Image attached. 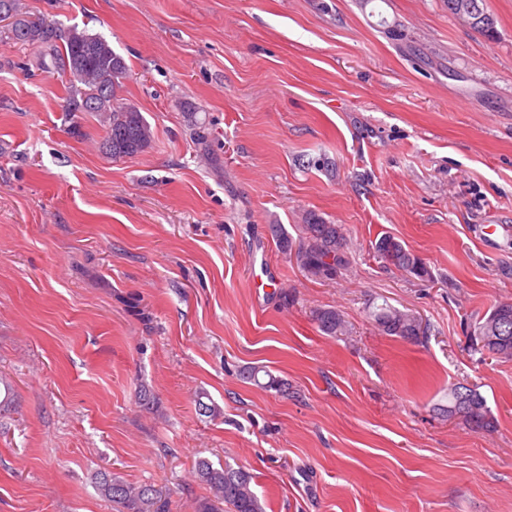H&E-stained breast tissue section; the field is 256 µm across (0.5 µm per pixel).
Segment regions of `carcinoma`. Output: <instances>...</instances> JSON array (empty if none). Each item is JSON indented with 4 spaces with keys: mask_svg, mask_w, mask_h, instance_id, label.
<instances>
[{
    "mask_svg": "<svg viewBox=\"0 0 512 512\" xmlns=\"http://www.w3.org/2000/svg\"><path fill=\"white\" fill-rule=\"evenodd\" d=\"M448 12L471 28L493 39L497 36L496 18L487 11L486 0H446ZM9 23L0 25V43H20L36 49L43 63L65 78L67 95L64 111L71 117L84 112L96 116L104 127L100 151L112 158H132L151 142L153 132L142 113L132 104L121 101L117 92L128 74L125 59L115 52L100 34H92L75 25L51 21L26 9L22 0H0V16ZM271 234L285 252H294L297 263L314 275L330 276L348 263L344 251L345 237L339 224H328L312 215L302 225L298 245L288 238L281 226H271ZM375 250L381 260L400 271L422 268V278L429 277L423 262L407 246L390 235L380 237ZM321 330L338 336L345 332L343 314L334 309L315 313ZM382 332L418 342L423 333L414 329L412 314L383 304L374 312ZM472 349L483 356L512 358V302L498 303L475 324L470 334ZM260 369L246 372V379L277 392L285 383L270 372L260 383ZM465 396L469 402L468 421L481 429L493 427L494 421L485 398L473 388L453 385L448 392L449 406ZM197 478L211 490V496L196 503L195 512H264L252 486V476L229 465L216 467L200 460L195 467ZM101 496L112 502L116 512H169V492L151 484L135 485L116 473H102L96 481Z\"/></svg>",
    "mask_w": 512,
    "mask_h": 512,
    "instance_id": "1",
    "label": "carcinoma"
}]
</instances>
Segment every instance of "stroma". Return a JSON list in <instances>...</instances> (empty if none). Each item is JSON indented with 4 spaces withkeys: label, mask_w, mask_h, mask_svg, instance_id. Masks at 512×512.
<instances>
[{
    "label": "stroma",
    "mask_w": 512,
    "mask_h": 512,
    "mask_svg": "<svg viewBox=\"0 0 512 512\" xmlns=\"http://www.w3.org/2000/svg\"><path fill=\"white\" fill-rule=\"evenodd\" d=\"M24 2L111 42L154 139L106 157L0 44V512H114L103 472L195 512L202 458L265 512H512V359L469 346L512 302V0H487L493 40L445 0ZM309 213L345 234L328 277L269 231ZM385 234L430 278L383 263ZM384 303L423 340L381 332ZM458 383L493 428L439 414ZM315 318L321 330L330 336L342 335L346 330L343 314L334 308L316 311Z\"/></svg>",
    "instance_id": "stroma-1"
}]
</instances>
